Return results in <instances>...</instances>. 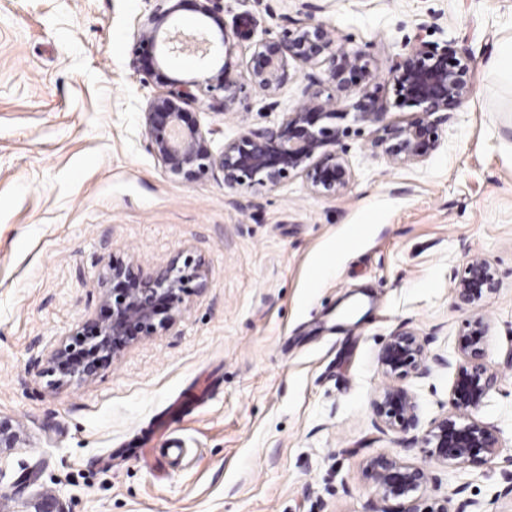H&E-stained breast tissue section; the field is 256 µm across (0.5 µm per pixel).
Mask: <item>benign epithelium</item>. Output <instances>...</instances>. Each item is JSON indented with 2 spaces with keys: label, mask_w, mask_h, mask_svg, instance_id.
<instances>
[{
  "label": "benign epithelium",
  "mask_w": 512,
  "mask_h": 512,
  "mask_svg": "<svg viewBox=\"0 0 512 512\" xmlns=\"http://www.w3.org/2000/svg\"><path fill=\"white\" fill-rule=\"evenodd\" d=\"M153 10L140 25L135 40L133 63L145 59L157 63L172 50L177 37L169 35L166 24L183 0H154ZM197 11L216 19L224 12L223 0H197ZM235 35L250 42V61L243 73H232L230 45L224 28L219 40L224 62L202 79H173L165 93L152 98L142 112V126L148 150L168 175L191 182L208 171L221 175L224 188L233 192L275 190L300 176L308 191L322 198L344 194L354 169L344 141L360 135L351 126H326L323 119H342L353 110L356 121L375 126L370 148L381 153L393 166L422 162L440 146L442 127L448 114L459 110L473 90L474 73L467 53H458L454 42L439 46L426 40L419 28L405 44V50L391 60L385 77L372 68L360 50L338 45L336 31L324 21L308 17L305 22L285 28L275 38L252 40V27ZM310 68L304 73L308 91L293 109L282 106L281 90L291 79L288 60ZM326 69L316 72L321 66ZM392 85L398 105L418 108V116L406 124L386 122V101L378 96V80ZM220 96L224 112H234L253 91L268 100L267 111L280 112L276 126L251 127L224 144L213 147V130L198 124L183 125L185 106L197 101L200 90ZM190 280L207 287V271L200 258L177 255L166 265L147 271L134 260H112L103 274L101 302L112 308L111 317L95 325V336L81 341L79 352L61 343L46 360L43 374L51 383L93 380L104 359L122 347L153 334L157 327L174 325L182 316L184 289ZM457 304L472 309L460 346V357L452 361L444 352L426 348V339L413 329L400 327L388 336L379 350L378 365L383 376L401 380L408 376L426 378L436 369H454L448 393V411L435 418L419 436L411 439L423 456L440 464L461 465L478 455L493 462L500 458L496 431L475 419L473 412L495 390L497 375L485 362L483 337L488 323L478 307L500 286L497 269L474 254L461 273L454 275ZM168 315L156 321L159 306ZM377 422L384 428L408 433L417 427L414 394L401 385H387L373 401ZM16 433L10 419L0 416V449L15 447ZM376 500L399 501L403 512H464L453 508L448 497L429 498L423 493L439 482L429 469L405 464L385 453L371 457L366 466Z\"/></svg>",
  "instance_id": "benign-epithelium-1"
}]
</instances>
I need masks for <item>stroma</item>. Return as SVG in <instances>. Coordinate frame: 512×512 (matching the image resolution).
Listing matches in <instances>:
<instances>
[{
	"mask_svg": "<svg viewBox=\"0 0 512 512\" xmlns=\"http://www.w3.org/2000/svg\"><path fill=\"white\" fill-rule=\"evenodd\" d=\"M366 52L378 72L417 27L457 40L475 84L440 147L393 166L350 139L355 176L333 199L302 178L231 193L216 174L165 173L141 114L172 77L204 59L132 64L150 0H0V414L19 438L0 452V512H374L367 460L385 452L440 478L426 496L512 512L501 466H444L379 429L387 385L378 352L399 327L456 356L468 311L453 277L471 255L491 262L498 292L482 306L496 389L474 412L512 454V83L490 62L512 38V0H224L233 32L256 37L304 19L303 4ZM211 96L185 123L215 146L268 125L263 94L215 113ZM202 258L208 288L184 290L177 324L121 348L89 383L52 386L44 358L108 316L99 280L112 259ZM453 372L407 378L419 429L447 410ZM181 456L168 455L170 447Z\"/></svg>",
	"mask_w": 512,
	"mask_h": 512,
	"instance_id": "stroma-1",
	"label": "stroma"
}]
</instances>
